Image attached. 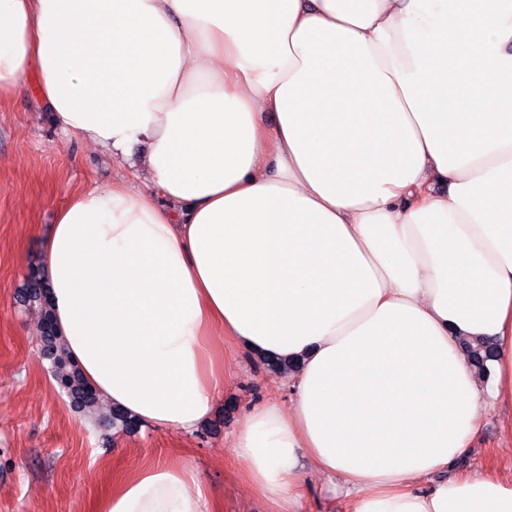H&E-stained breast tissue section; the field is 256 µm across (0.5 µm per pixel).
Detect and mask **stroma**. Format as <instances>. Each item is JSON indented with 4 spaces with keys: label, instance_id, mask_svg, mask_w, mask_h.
I'll use <instances>...</instances> for the list:
<instances>
[{
    "label": "stroma",
    "instance_id": "1",
    "mask_svg": "<svg viewBox=\"0 0 512 512\" xmlns=\"http://www.w3.org/2000/svg\"><path fill=\"white\" fill-rule=\"evenodd\" d=\"M144 153L137 145L116 160L66 137L35 87L0 99V512H92L115 474L153 459L197 468L220 512H268L237 477L233 442L254 407L287 401L285 376L226 345L231 378L205 427L191 435L145 425L126 432L108 412H77L58 392L40 348L39 314L19 302L69 193L111 185L138 169ZM452 472L511 480L512 412L487 411Z\"/></svg>",
    "mask_w": 512,
    "mask_h": 512
}]
</instances>
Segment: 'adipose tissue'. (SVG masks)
<instances>
[{"label":"adipose tissue","mask_w":512,"mask_h":512,"mask_svg":"<svg viewBox=\"0 0 512 512\" xmlns=\"http://www.w3.org/2000/svg\"><path fill=\"white\" fill-rule=\"evenodd\" d=\"M33 74L64 135L146 148L43 243L103 402L197 431L226 338L300 364L234 437L269 512L310 470L345 512H512L501 479L444 476L512 410V0H0V97ZM94 512L217 510L156 461ZM464 349L478 376L486 378L488 375L487 362L492 357L490 355L493 351L490 342L486 340L467 341L464 344Z\"/></svg>","instance_id":"ef3b65f1"}]
</instances>
